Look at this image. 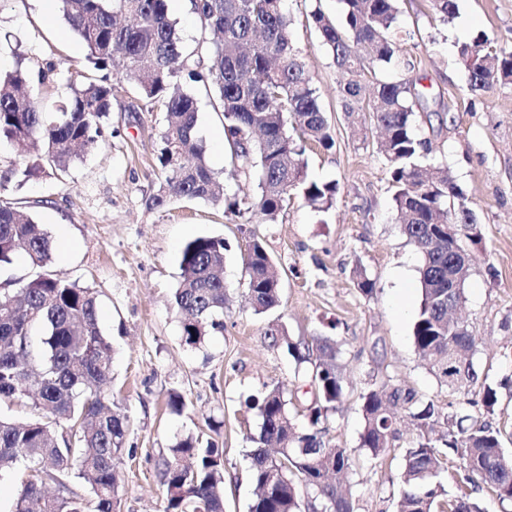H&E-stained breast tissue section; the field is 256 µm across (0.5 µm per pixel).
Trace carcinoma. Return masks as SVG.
Listing matches in <instances>:
<instances>
[{
	"label": "carcinoma",
	"instance_id": "cac0c4a2",
	"mask_svg": "<svg viewBox=\"0 0 512 512\" xmlns=\"http://www.w3.org/2000/svg\"><path fill=\"white\" fill-rule=\"evenodd\" d=\"M60 12L87 48L100 79L71 87L54 112H43L26 90L27 73L0 75V140L22 147L42 141L40 160L20 171L23 178L51 170L64 180L82 153L102 134L112 112L117 70L148 111L163 113L158 161L161 175L145 200L162 210L174 199L216 204L223 188L208 166L197 137V100L180 86L188 78L214 90L224 120V140L233 169L255 173L256 191L236 197L227 210L237 217L259 215L275 224L291 191L321 209L332 206L337 183L306 181V146L335 144L318 89L294 46L283 0H191L202 27L217 36L212 46L187 49L176 33L166 0H57ZM336 25L320 8L308 19L320 33L341 76L338 93L348 116L362 115L353 133L367 123L384 132L378 150L393 186L396 221L421 256V305L413 326L417 352L427 369L449 390L465 393L478 382L472 356L474 338L465 322L448 313L464 301L469 266L448 252L446 224H460L461 238L479 243L467 225L477 224L462 189L448 169L429 170L422 160L431 142L414 132V107L426 103L417 89L416 61L400 53L398 0H343ZM447 21L456 0H430ZM470 89L486 91L512 83V48L475 42L458 47ZM222 238L199 237L183 249L182 276L174 292L182 339L197 346L210 331L224 328ZM54 242L32 216L0 199V268L24 254L36 275L17 294L0 291V403L28 402L38 417L24 423L0 417V468L23 471L14 512H120V465L129 429L118 402L106 403L112 379V345L100 327L92 289L45 272ZM246 295L257 313L280 303V279L263 240L244 256ZM265 336L298 363L308 364L316 388L309 406L312 429H298L289 415L283 387H265L253 398L258 432L249 437L255 498L249 512H353L346 449L325 438L328 413L345 396L344 366L336 342L323 337L295 342L277 320ZM366 463L379 464L400 439L401 415L417 422L419 433L404 449L396 512H483L469 487L483 485L500 502H512V461L502 448L503 432L469 415L445 413L411 389L392 387L387 396L370 388L360 394ZM446 447L464 462L458 491L441 480ZM166 490L164 512H224V449L188 436L157 462ZM83 478L92 486L93 510L72 489Z\"/></svg>",
	"mask_w": 512,
	"mask_h": 512
}]
</instances>
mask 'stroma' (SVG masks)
Returning <instances> with one entry per match:
<instances>
[{
	"instance_id": "obj_1",
	"label": "stroma",
	"mask_w": 512,
	"mask_h": 512,
	"mask_svg": "<svg viewBox=\"0 0 512 512\" xmlns=\"http://www.w3.org/2000/svg\"><path fill=\"white\" fill-rule=\"evenodd\" d=\"M294 42L335 131L332 150H307L308 180L338 184L328 211L314 210L293 190L278 223L238 224L223 205L180 199L161 211L145 207L155 186L163 115L147 111L129 90L112 101L97 145L76 162L65 181L43 173L13 177L29 154L0 143V196L23 201L36 223L57 240L51 271L98 296L100 325L114 349L112 393L124 405L134 457L121 467V512H163L156 464L177 440L204 435L224 450V512H249L253 498L248 437L258 418L246 405L264 386L287 391L289 412L309 428L315 387L304 366L265 335L282 322L294 340L335 339L342 352L346 394L327 422L331 445L352 458L354 512H394L404 464L402 450L416 436L402 418L400 448L369 466L359 448L360 392L371 384L413 389L439 408L473 415L512 435V85L472 92L457 47L477 38L512 47V0H457L452 20L434 19L429 0H402L399 24L411 37L403 54L417 57L427 109L416 112V132L430 139L429 164L447 166L474 210L481 241L464 283L461 310L475 338L473 365L497 392L487 413L481 388L468 394L441 386L419 358L413 325L421 290L419 256L394 220V188L378 151L379 135L352 134L337 92L339 74L328 47L309 24V0H284ZM87 49L51 0H0V72L37 73L54 64L52 81H31L40 106L69 94V80L91 76ZM198 103V137L226 194L255 192L254 179L231 175L223 117L203 86L185 82ZM221 237L224 255V327L198 346L184 344L172 293L181 279L185 244ZM261 238L276 262L281 304L255 314L245 298L243 256ZM375 283L373 296L356 285V267ZM181 393L182 413L166 407Z\"/></svg>"
}]
</instances>
